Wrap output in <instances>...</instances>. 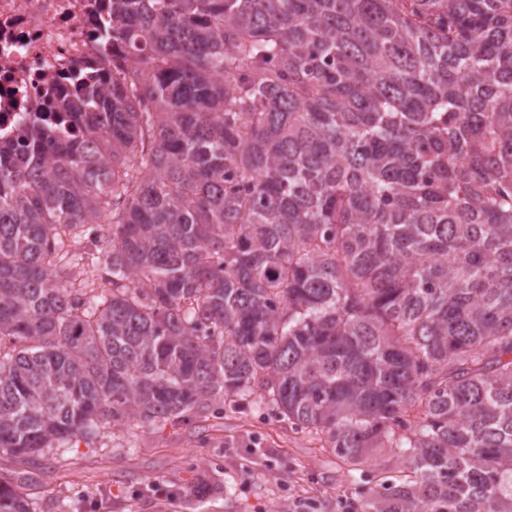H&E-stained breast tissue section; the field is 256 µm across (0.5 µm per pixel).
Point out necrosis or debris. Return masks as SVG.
<instances>
[{"label":"necrosis or debris","instance_id":"1","mask_svg":"<svg viewBox=\"0 0 512 512\" xmlns=\"http://www.w3.org/2000/svg\"><path fill=\"white\" fill-rule=\"evenodd\" d=\"M106 0H0V138L12 140L55 102L68 80L123 64L102 56Z\"/></svg>","mask_w":512,"mask_h":512}]
</instances>
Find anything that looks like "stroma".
<instances>
[{"instance_id":"obj_1","label":"stroma","mask_w":512,"mask_h":512,"mask_svg":"<svg viewBox=\"0 0 512 512\" xmlns=\"http://www.w3.org/2000/svg\"><path fill=\"white\" fill-rule=\"evenodd\" d=\"M30 468L31 512H348L363 483L324 435L245 400L184 424L104 425L35 467L0 453L1 475Z\"/></svg>"}]
</instances>
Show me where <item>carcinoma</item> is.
I'll use <instances>...</instances> for the list:
<instances>
[{
    "label": "carcinoma",
    "mask_w": 512,
    "mask_h": 512,
    "mask_svg": "<svg viewBox=\"0 0 512 512\" xmlns=\"http://www.w3.org/2000/svg\"><path fill=\"white\" fill-rule=\"evenodd\" d=\"M133 64L0 141V450L252 395L362 512H512V0H110ZM112 225V292L58 227ZM28 472L0 512H29Z\"/></svg>",
    "instance_id": "carcinoma-1"
}]
</instances>
